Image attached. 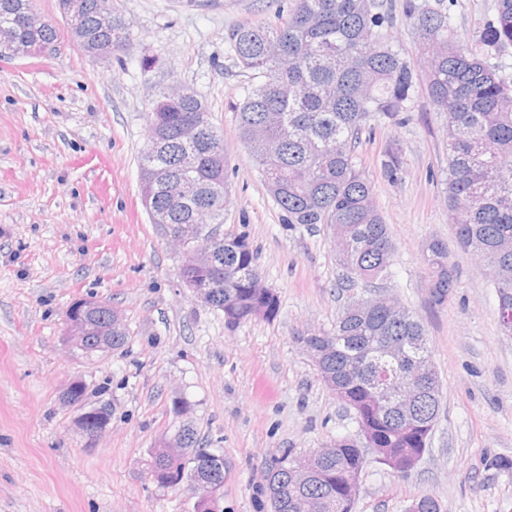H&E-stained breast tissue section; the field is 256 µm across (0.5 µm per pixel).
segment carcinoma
<instances>
[{
    "instance_id": "obj_1",
    "label": "carcinoma",
    "mask_w": 512,
    "mask_h": 512,
    "mask_svg": "<svg viewBox=\"0 0 512 512\" xmlns=\"http://www.w3.org/2000/svg\"><path fill=\"white\" fill-rule=\"evenodd\" d=\"M383 0H290L272 22H246L229 33L230 58L247 80L241 86L236 119L240 138L283 223L323 224L338 230L346 243L334 242L342 268V285L372 284L388 273L393 243L373 201L372 187L356 169L354 151L367 119L390 118L403 111L414 88V73L384 30ZM419 48L429 55L426 89L433 105L445 113L448 128V209L457 243L476 254L486 267L498 302L499 319L512 334V65L466 51L448 35V15L405 3ZM35 0H0V24L15 27L34 44L59 40V30L39 22ZM127 54L134 44L122 18L112 32L93 33ZM483 45L500 52L512 47V0H497L495 19L480 34ZM207 108L191 94L160 93L148 116L149 134L140 155L139 171L152 194L155 224H198L203 214L212 224L224 223L227 202L224 138L209 123L192 140L181 135ZM194 158L191 172L181 171L178 158ZM382 167L392 181L401 180L397 148L384 150ZM201 241L217 248L219 268L196 274L216 292L214 308L229 327L279 308L276 294L256 288L260 278L256 256L243 237L212 241L204 227ZM437 268L435 297L452 287V273L443 263V247L429 246ZM377 304L359 312L357 297L344 305L333 332H308L297 337L303 346L325 348L329 358L319 375L346 408L354 412L361 445L350 437L335 441L336 449L321 466L318 478L297 487L288 474V459L268 467L262 479L272 512H294L296 498L311 501L312 512H352L356 494L344 476L363 470L368 450L400 474L426 452L441 406L442 389L434 368L419 379L422 399L412 416L400 418L381 408L373 385L378 364L370 359L383 341H402L409 356L431 361L422 323L375 286ZM187 463L202 470L200 439L186 425ZM407 512H441L434 497L415 500Z\"/></svg>"
}]
</instances>
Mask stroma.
<instances>
[{"instance_id":"stroma-1","label":"stroma","mask_w":512,"mask_h":512,"mask_svg":"<svg viewBox=\"0 0 512 512\" xmlns=\"http://www.w3.org/2000/svg\"><path fill=\"white\" fill-rule=\"evenodd\" d=\"M267 0H115L130 27L128 56L94 61L70 42L49 56L0 64V512H195L182 488L150 475L152 453L179 419L227 464L223 512H271L261 489L272 458L301 456L355 434L352 411L327 388L296 343L333 331L349 295L329 230L288 225L238 137L242 75L226 36L263 19ZM443 9L456 40L482 49L497 0H418ZM387 0V32L417 77L406 113L370 120L356 167L389 226L393 264L380 285L423 324L442 385L429 449L408 473L368 459L352 512H404L430 494L443 512H512V335L478 258L462 250L448 210L446 117L430 102L404 13ZM193 90L224 136L228 203L220 231L247 239L275 317L227 327L222 311L183 288L180 258L141 203L139 157L147 118L167 87ZM401 149L402 178L381 167ZM440 241L454 284L434 301L427 246ZM94 297L130 331L120 350L82 356L65 313ZM75 380L91 405L112 410L87 447L62 394Z\"/></svg>"}]
</instances>
